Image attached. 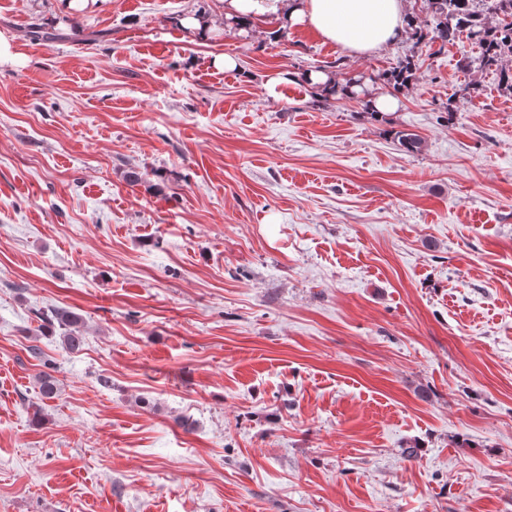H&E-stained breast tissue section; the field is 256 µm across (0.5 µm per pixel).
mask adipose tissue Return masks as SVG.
<instances>
[{
  "label": "adipose tissue",
  "instance_id": "1",
  "mask_svg": "<svg viewBox=\"0 0 512 512\" xmlns=\"http://www.w3.org/2000/svg\"><path fill=\"white\" fill-rule=\"evenodd\" d=\"M226 21L270 16L280 28L304 26L357 56L393 43L407 26L405 0H223Z\"/></svg>",
  "mask_w": 512,
  "mask_h": 512
}]
</instances>
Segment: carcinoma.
Wrapping results in <instances>:
<instances>
[{
    "mask_svg": "<svg viewBox=\"0 0 512 512\" xmlns=\"http://www.w3.org/2000/svg\"><path fill=\"white\" fill-rule=\"evenodd\" d=\"M429 8L425 15L408 16L407 34L419 44L424 40L445 46L463 33L473 40L478 48L476 62L479 68L498 74L502 85L512 90V68L504 61L512 57V21L488 25L490 15L503 14L512 17V0H428ZM416 79V68L412 58L400 61L395 68L377 75L375 81L383 87L403 89ZM356 79L342 78L336 83V93L355 99L363 112L376 118L381 113L375 111L371 101L353 91ZM400 146L409 154L422 151L424 140L409 130L395 132ZM35 317L42 330H61L62 347L69 352L81 349L83 336L80 331L82 316L70 309L58 307L50 310H37Z\"/></svg>",
    "mask_w": 512,
    "mask_h": 512,
    "instance_id": "1",
    "label": "carcinoma"
}]
</instances>
